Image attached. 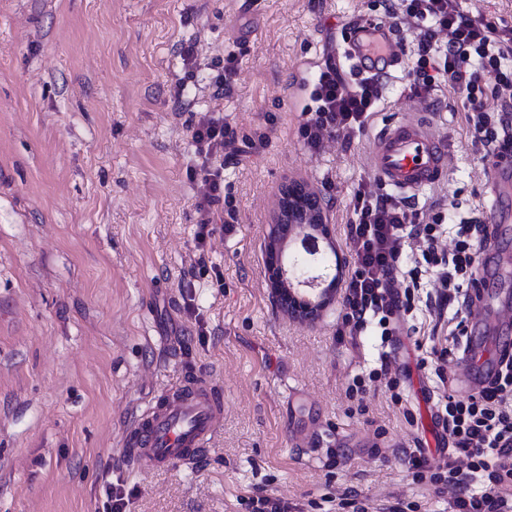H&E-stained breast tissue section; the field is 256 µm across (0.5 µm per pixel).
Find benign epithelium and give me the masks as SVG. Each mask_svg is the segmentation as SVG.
I'll list each match as a JSON object with an SVG mask.
<instances>
[{
    "label": "benign epithelium",
    "instance_id": "1",
    "mask_svg": "<svg viewBox=\"0 0 512 512\" xmlns=\"http://www.w3.org/2000/svg\"><path fill=\"white\" fill-rule=\"evenodd\" d=\"M297 242L305 253L310 277L292 274V259L287 245ZM269 278L275 298L285 297L288 313L301 321L314 322L336 295L335 284L326 282L319 259L336 251L326 224V208L316 192L302 182L291 180L281 186L273 212L268 243Z\"/></svg>",
    "mask_w": 512,
    "mask_h": 512
}]
</instances>
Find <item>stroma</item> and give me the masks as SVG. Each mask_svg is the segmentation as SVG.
Wrapping results in <instances>:
<instances>
[{
    "instance_id": "stroma-1",
    "label": "stroma",
    "mask_w": 512,
    "mask_h": 512,
    "mask_svg": "<svg viewBox=\"0 0 512 512\" xmlns=\"http://www.w3.org/2000/svg\"><path fill=\"white\" fill-rule=\"evenodd\" d=\"M363 21L387 23L384 0H0V512H112L118 495L126 512H253L259 494L329 512L348 489L446 512L453 488L418 483L403 455L443 390L415 367L425 306L409 317L416 333L384 349L370 330L337 340L339 302L313 322L289 317L269 283L280 185L324 198L346 254L374 137L401 113L453 145L445 180L411 207L436 198L465 217L488 203L460 100L405 93L398 66L360 137L304 146L319 67ZM230 54L237 74L218 97ZM204 112L238 136L223 157L229 232L197 222L209 186L191 129ZM259 128L267 146L243 152ZM383 350L390 371L412 367L413 422L385 378L367 379ZM358 377L366 391L348 397ZM187 378L224 400L206 453L130 466L133 417Z\"/></svg>"
}]
</instances>
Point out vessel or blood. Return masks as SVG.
Wrapping results in <instances>:
<instances>
[{"instance_id":"b4317fda","label":"vessel or blood","mask_w":512,"mask_h":512,"mask_svg":"<svg viewBox=\"0 0 512 512\" xmlns=\"http://www.w3.org/2000/svg\"><path fill=\"white\" fill-rule=\"evenodd\" d=\"M389 36L385 25L368 22L357 27L353 43L362 60L388 58L384 45ZM452 152L449 140L435 136L422 119L402 117L377 135L371 167L382 186L409 194L444 180ZM488 178L494 203L488 219L494 224L512 223V163L497 160ZM483 279L512 280V260L503 254H483ZM477 319L484 340L468 339L466 353L455 379L459 393L470 394L483 387L493 371V357L512 344V332L503 328L498 313L480 309ZM223 416L220 396L206 383L194 380L167 390L164 402L136 416L123 445L134 466L159 470L175 462H189L207 448Z\"/></svg>"}]
</instances>
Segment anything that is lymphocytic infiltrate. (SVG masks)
I'll list each match as a JSON object with an SVG mask.
<instances>
[{"instance_id": "lymphocytic-infiltrate-1", "label": "lymphocytic infiltrate", "mask_w": 512, "mask_h": 512, "mask_svg": "<svg viewBox=\"0 0 512 512\" xmlns=\"http://www.w3.org/2000/svg\"><path fill=\"white\" fill-rule=\"evenodd\" d=\"M386 12L406 21L415 34L404 75L410 93L452 90L463 100L466 129L472 144L482 148L483 161L511 154L512 32L464 12L458 0H388ZM383 90L382 76L350 82L341 64L327 59L311 92L314 106L299 129L301 139L315 150L325 137L363 134L380 109ZM490 97L499 101L498 111H486ZM235 137L229 122L210 114L192 129L209 185L197 208L201 226L214 223L213 208L221 201L220 173L210 162ZM486 229L482 213L459 220L441 207L427 219L391 194L359 184L346 226L349 276L337 338L363 335L374 325L382 342L392 341L400 333V314L411 311L426 281H433L435 293L426 299L430 346L417 366L443 376L449 357L464 356L467 327L452 322L448 309L473 303ZM447 232L454 243L449 250L438 246ZM498 363L497 373L480 391L465 398L446 391L438 398L434 416L448 450L437 466L429 465L422 446L404 452L417 480L455 487L452 512H512V352L502 353Z\"/></svg>"}]
</instances>
